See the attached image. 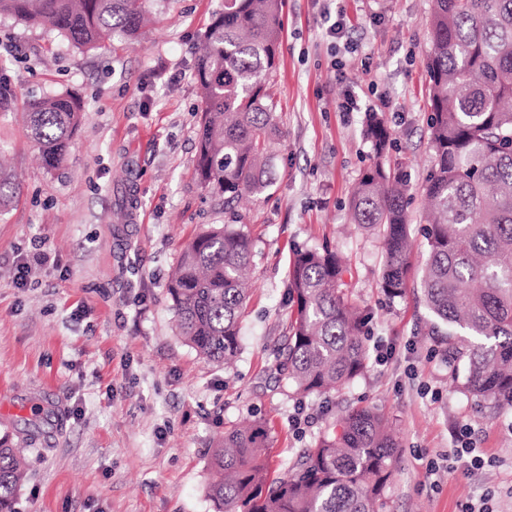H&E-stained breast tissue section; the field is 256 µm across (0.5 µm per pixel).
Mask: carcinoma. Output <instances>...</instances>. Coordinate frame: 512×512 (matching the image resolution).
I'll return each mask as SVG.
<instances>
[{"label":"carcinoma","instance_id":"1","mask_svg":"<svg viewBox=\"0 0 512 512\" xmlns=\"http://www.w3.org/2000/svg\"><path fill=\"white\" fill-rule=\"evenodd\" d=\"M283 0H224L204 36L195 80L201 100L197 174L226 203L269 186L268 143L279 133L269 93L277 71ZM148 0H0V15L54 31L79 48L141 37ZM430 174L424 186L426 256L420 290L462 389L512 406V0H433L430 17ZM48 170L67 162L84 107L67 93L25 106ZM374 161L350 195L353 223L382 243L380 289L405 294L414 249L407 179L381 158L394 146L382 115L368 114ZM19 185L0 163V210ZM254 242L236 224L212 227L183 248L167 285L178 334L200 356L231 362L250 294ZM329 247L300 250L289 267V334L279 369L300 397L347 387L370 367L367 318ZM262 419L224 431L210 450L206 494L215 512H384L399 444L392 422L359 407L328 427L278 476L267 465ZM23 475L0 440V512H15Z\"/></svg>","mask_w":512,"mask_h":512}]
</instances>
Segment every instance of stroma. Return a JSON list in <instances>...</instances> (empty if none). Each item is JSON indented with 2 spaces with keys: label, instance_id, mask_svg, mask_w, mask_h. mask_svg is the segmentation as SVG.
Instances as JSON below:
<instances>
[{
  "label": "stroma",
  "instance_id": "obj_1",
  "mask_svg": "<svg viewBox=\"0 0 512 512\" xmlns=\"http://www.w3.org/2000/svg\"><path fill=\"white\" fill-rule=\"evenodd\" d=\"M223 4L151 0L138 43L95 50L0 16V42L16 48L0 54V90L15 99L0 111V152L20 183L0 214V437L26 461L16 512H214L208 453L225 429L267 419L278 474L365 405L399 435L387 512H461L483 497L490 512H512V407L462 393L429 334L418 275L388 300L381 243L348 210L378 112L397 143L385 162L405 171L411 218H423L432 0H285L273 184L230 205L196 174V48ZM325 7L342 13L355 52L337 51ZM66 92L82 101L83 124L65 166L49 171L21 104ZM349 94L359 111L340 110ZM222 224L255 243L242 350L228 367L176 335L167 294L184 246ZM325 246L346 258L344 280L371 316V367L343 391L300 399L275 359L292 312L288 266L296 250ZM35 406L49 417L32 437L23 420ZM303 412L314 422L295 429ZM462 426L469 455L456 451Z\"/></svg>",
  "mask_w": 512,
  "mask_h": 512
}]
</instances>
